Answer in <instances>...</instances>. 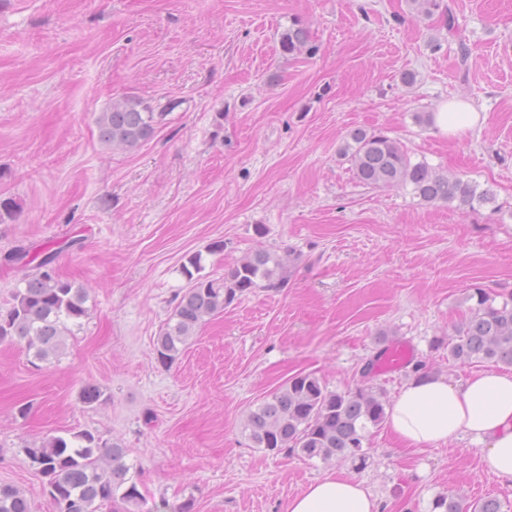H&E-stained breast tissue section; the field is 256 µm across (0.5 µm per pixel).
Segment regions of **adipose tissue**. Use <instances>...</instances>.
Listing matches in <instances>:
<instances>
[{"label": "adipose tissue", "mask_w": 512, "mask_h": 512, "mask_svg": "<svg viewBox=\"0 0 512 512\" xmlns=\"http://www.w3.org/2000/svg\"><path fill=\"white\" fill-rule=\"evenodd\" d=\"M480 120L472 104L456 99L442 103L431 116L445 137L459 136ZM385 425L409 448L470 438L481 447L484 471L512 482V373L485 370L461 381L412 376L387 406ZM288 512H381V503L355 478L333 472L294 497Z\"/></svg>", "instance_id": "obj_1"}]
</instances>
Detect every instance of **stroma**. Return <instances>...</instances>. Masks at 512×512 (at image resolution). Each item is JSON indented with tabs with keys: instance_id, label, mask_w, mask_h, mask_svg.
<instances>
[{
	"instance_id": "stroma-1",
	"label": "stroma",
	"mask_w": 512,
	"mask_h": 512,
	"mask_svg": "<svg viewBox=\"0 0 512 512\" xmlns=\"http://www.w3.org/2000/svg\"><path fill=\"white\" fill-rule=\"evenodd\" d=\"M447 2L461 38L406 0H0V310L36 271L11 262L20 248L54 250L89 294L58 357L35 365L23 343L0 342V483L32 512L53 509L27 447L78 431L127 450L143 497L111 512H287L330 471L361 481L381 512H430L440 493L512 503L467 438L417 450L382 426L360 465L255 448L244 433L301 372L332 391L366 379L390 400L413 363L456 381L480 369L432 341L470 288L512 292V0ZM295 20L313 54L281 52ZM124 95L173 110L148 142L115 151L97 118ZM456 96L485 119L449 139L422 118ZM358 128L489 203L360 185L340 155ZM216 240L223 252L207 253ZM259 249L282 258L287 288L246 294L159 365L153 340L188 286L186 258L201 253L216 278ZM393 342L411 345L412 364L379 373ZM89 383L101 402L83 403Z\"/></svg>"
}]
</instances>
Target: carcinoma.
<instances>
[{
	"instance_id": "1",
	"label": "carcinoma",
	"mask_w": 512,
	"mask_h": 512,
	"mask_svg": "<svg viewBox=\"0 0 512 512\" xmlns=\"http://www.w3.org/2000/svg\"><path fill=\"white\" fill-rule=\"evenodd\" d=\"M412 14L428 19L438 14L448 34L458 32L451 6L443 0H408ZM283 53L290 56L314 51L306 28L298 23L280 38ZM170 104L152 107L141 98L115 99L100 113V139L114 150H131L151 139L172 111ZM340 150L351 165L355 180L366 187L409 186L422 202H457L472 206L476 189L460 178L450 179L426 162H412L399 142L382 132L356 129ZM54 256H45L38 272L27 275L16 289L11 307L0 312V341L25 342L40 362L56 357L65 348L72 327L88 316L85 288L59 277ZM202 254L190 256L182 274L185 289L168 321L154 339L157 361L172 366L205 322L255 290L278 291L288 285L282 259L269 251H255L224 274V279L200 275ZM467 315L447 338L433 340L435 348L448 347V356L462 363L493 362L512 366V296L496 303L483 288L466 296ZM383 394L365 383L346 391H331L313 373L297 374L250 410L244 432L255 448L287 450L307 459H358L366 461L364 441L370 430L385 420ZM27 454L45 479L53 512H103L119 498L135 504L142 498L125 462L126 449L89 431L66 439L50 436L27 448ZM505 504L488 498L476 507L443 494L432 501V512H503ZM0 512H30V503L16 487L0 484Z\"/></svg>"
}]
</instances>
